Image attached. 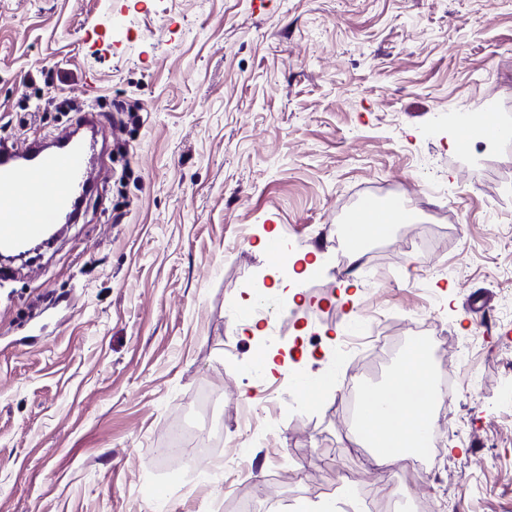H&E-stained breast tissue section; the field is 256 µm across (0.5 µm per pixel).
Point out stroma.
Listing matches in <instances>:
<instances>
[{"label": "stroma", "mask_w": 512, "mask_h": 512, "mask_svg": "<svg viewBox=\"0 0 512 512\" xmlns=\"http://www.w3.org/2000/svg\"><path fill=\"white\" fill-rule=\"evenodd\" d=\"M509 54L512 0H0L1 142L77 123L20 112L44 74L51 97L144 106L124 128L101 112L78 221L0 266V512H226L228 487L319 512L358 467L405 510L512 512V322L467 343L473 304L512 307V143L452 145L488 110L512 120ZM370 196L414 221L338 264L337 230ZM435 226L442 249L422 270L400 245ZM273 229L282 250L322 259L285 307L258 281ZM260 302L282 341L318 338L311 359L262 370ZM419 318L447 328L460 383L427 409L438 471L411 473L373 466L336 415L386 383ZM381 323L395 346L347 387L341 341ZM320 375L331 390L296 406ZM215 426L194 467L165 454L172 430Z\"/></svg>", "instance_id": "obj_1"}]
</instances>
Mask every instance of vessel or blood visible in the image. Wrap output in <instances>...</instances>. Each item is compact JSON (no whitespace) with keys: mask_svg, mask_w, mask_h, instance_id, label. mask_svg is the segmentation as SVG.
Here are the masks:
<instances>
[{"mask_svg":"<svg viewBox=\"0 0 512 512\" xmlns=\"http://www.w3.org/2000/svg\"><path fill=\"white\" fill-rule=\"evenodd\" d=\"M94 186L87 146L46 150L32 146L17 151L0 146V249H13L58 223L75 198ZM397 210L394 201H366L353 221H385Z\"/></svg>","mask_w":512,"mask_h":512,"instance_id":"vessel-or-blood-1","label":"vessel or blood"}]
</instances>
